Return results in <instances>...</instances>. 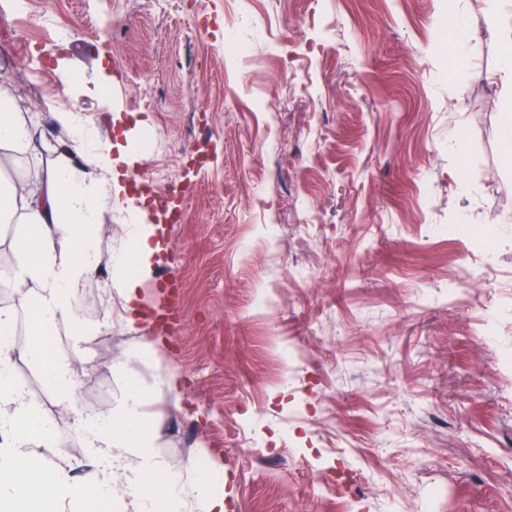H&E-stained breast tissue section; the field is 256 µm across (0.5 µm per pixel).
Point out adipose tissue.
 Here are the masks:
<instances>
[{
	"mask_svg": "<svg viewBox=\"0 0 512 512\" xmlns=\"http://www.w3.org/2000/svg\"><path fill=\"white\" fill-rule=\"evenodd\" d=\"M52 117L66 139L47 140L38 114L0 82V222L14 227L0 232V253L13 257L0 270V283L21 299L17 306L0 304V340L25 318L23 352L41 368L46 395L62 411L58 418L36 412L21 387L0 379V512H88L90 485L102 495V512H225L224 494L211 488L209 473L193 460L176 464L161 453L158 420L147 411L158 393L123 362L112 366L123 389L108 409L76 406L77 375L90 365L87 343L116 322L135 329L165 241L156 225L143 223L141 200L124 195L111 137H99L77 105L55 109ZM116 193L124 196L129 222L111 247L103 314L91 324L79 301L98 273V230L112 220ZM116 301L127 312L117 321ZM68 430L78 434L82 458L95 464L83 485L71 475L82 458L57 446ZM33 446L55 449V460L33 458Z\"/></svg>",
	"mask_w": 512,
	"mask_h": 512,
	"instance_id": "obj_1",
	"label": "adipose tissue"
}]
</instances>
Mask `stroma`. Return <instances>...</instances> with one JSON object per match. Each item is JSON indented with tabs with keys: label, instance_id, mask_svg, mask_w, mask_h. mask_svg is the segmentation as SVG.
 <instances>
[{
	"label": "stroma",
	"instance_id": "obj_1",
	"mask_svg": "<svg viewBox=\"0 0 512 512\" xmlns=\"http://www.w3.org/2000/svg\"><path fill=\"white\" fill-rule=\"evenodd\" d=\"M29 0L0 78L69 89L181 209L177 319L87 346L80 407L122 359L161 451L218 461L231 512H512V153L493 17L512 0ZM112 15L109 33L94 20ZM77 35L41 73L21 26Z\"/></svg>",
	"mask_w": 512,
	"mask_h": 512
}]
</instances>
